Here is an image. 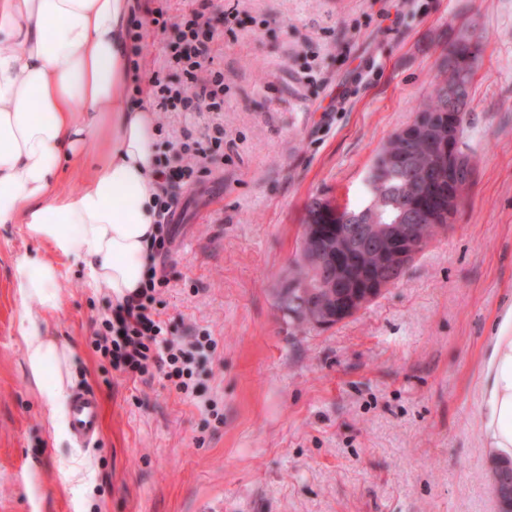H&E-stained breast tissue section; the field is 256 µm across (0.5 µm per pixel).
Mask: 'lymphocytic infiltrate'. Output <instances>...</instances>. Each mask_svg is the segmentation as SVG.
<instances>
[{
	"mask_svg": "<svg viewBox=\"0 0 512 512\" xmlns=\"http://www.w3.org/2000/svg\"><path fill=\"white\" fill-rule=\"evenodd\" d=\"M177 34L165 45L163 68L176 70L178 79L167 82L153 78L149 96L160 112H209L213 120L203 139L184 134L173 147L181 162L179 169L159 168L161 193L156 203L157 230L150 246L154 257L167 256L173 238L170 230L179 200L169 190L173 179L191 184L197 181L201 159L224 148V123L219 114L224 110V71L214 65L210 44L214 32L204 11H192L176 25ZM169 281L156 268L134 295L118 303L108 318L103 319L93 344L108 357L114 370L131 379L146 380L153 369L160 368L172 388L188 394V376L196 356L214 349L211 337L184 342L170 337L156 309L157 297Z\"/></svg>",
	"mask_w": 512,
	"mask_h": 512,
	"instance_id": "f902f5d3",
	"label": "lymphocytic infiltrate"
}]
</instances>
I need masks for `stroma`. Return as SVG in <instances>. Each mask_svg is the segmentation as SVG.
<instances>
[{
    "instance_id": "1",
    "label": "stroma",
    "mask_w": 512,
    "mask_h": 512,
    "mask_svg": "<svg viewBox=\"0 0 512 512\" xmlns=\"http://www.w3.org/2000/svg\"><path fill=\"white\" fill-rule=\"evenodd\" d=\"M205 8L224 71V151L179 206L160 264L170 335L208 331L191 396L163 374L125 379L96 352L113 306L59 259L52 336L74 353L70 391L100 398L102 431L78 445L46 420L17 331L14 274L50 255L0 226V512H498L484 478L487 339L512 307V0H147L167 20L142 43L147 84L181 16ZM481 41L463 150L473 182L400 281L328 329L298 330L276 291L298 256L307 203L357 208L377 151L412 123L460 37ZM200 136L205 112H161Z\"/></svg>"
}]
</instances>
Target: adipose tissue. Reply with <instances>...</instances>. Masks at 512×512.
Instances as JSON below:
<instances>
[{"label": "adipose tissue", "mask_w": 512, "mask_h": 512, "mask_svg": "<svg viewBox=\"0 0 512 512\" xmlns=\"http://www.w3.org/2000/svg\"><path fill=\"white\" fill-rule=\"evenodd\" d=\"M138 5L0 0V225H20L54 252L23 256L15 276L25 360L54 425L69 394L59 369L72 358L48 331L61 304L57 258L82 262L91 287L121 301L145 278L156 229V115L128 91L127 23ZM68 166L91 169L79 191L58 185ZM50 366L58 372L48 380ZM483 405L488 448L512 458V309L490 339Z\"/></svg>", "instance_id": "1"}]
</instances>
